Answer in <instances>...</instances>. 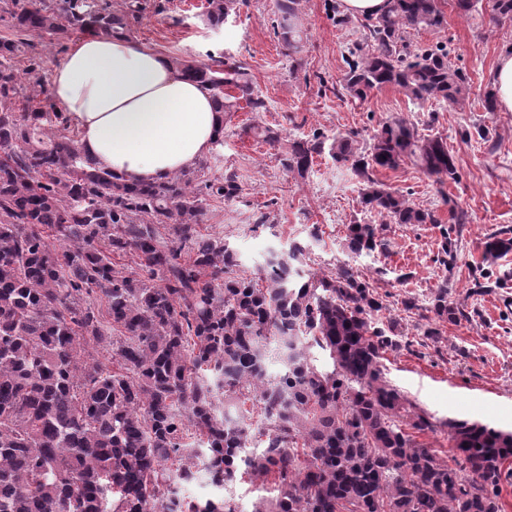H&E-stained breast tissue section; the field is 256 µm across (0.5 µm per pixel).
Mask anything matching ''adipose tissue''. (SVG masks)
I'll return each instance as SVG.
<instances>
[{
	"mask_svg": "<svg viewBox=\"0 0 512 512\" xmlns=\"http://www.w3.org/2000/svg\"><path fill=\"white\" fill-rule=\"evenodd\" d=\"M48 88L82 151L129 180L161 182L192 167L221 127L208 89L130 39L81 38L52 70Z\"/></svg>",
	"mask_w": 512,
	"mask_h": 512,
	"instance_id": "ef3b65f1",
	"label": "adipose tissue"
}]
</instances>
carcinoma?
Instances as JSON below:
<instances>
[{
	"instance_id": "obj_1",
	"label": "carcinoma",
	"mask_w": 512,
	"mask_h": 512,
	"mask_svg": "<svg viewBox=\"0 0 512 512\" xmlns=\"http://www.w3.org/2000/svg\"><path fill=\"white\" fill-rule=\"evenodd\" d=\"M295 2L277 0L275 34L291 51ZM207 3L213 26L234 7ZM121 7L117 15L86 0H0V22L12 32L0 36V512H238L232 499L187 498L180 485L200 472L222 485L240 464L250 482L272 487L254 512H502L512 433L446 423L469 476L417 441L435 425L413 412L383 365L386 352L411 342L398 340L397 322L381 326L383 303L356 267L306 270V250L294 244L270 252L255 273H238L237 250L200 230L210 199L239 193L235 173L205 179V159L162 182L126 181L64 134L67 119L43 77L22 82L11 60L35 48L32 37L78 30L121 38L142 0ZM491 11L494 21H511L512 0H492ZM444 23L438 0H392L386 13L365 18L369 49L346 58L348 95L364 100L392 85L421 106L462 105L467 81L448 50L410 51L403 36ZM172 63L211 91L217 112L240 99L266 109L241 66L222 56ZM325 152L365 183V206L396 224L438 223L372 172L416 156L436 181L452 178L442 140H422L394 119L366 153L350 136L328 144L316 134L293 142L280 162L303 177ZM442 236L450 271L454 244L448 229ZM377 246L374 225H348L350 253ZM484 248L507 252L512 237L493 233ZM433 312L458 321L448 287ZM272 344L281 363L274 378ZM314 348L332 369L311 361ZM99 350L112 351V366ZM253 440L260 451L243 455Z\"/></svg>"
}]
</instances>
